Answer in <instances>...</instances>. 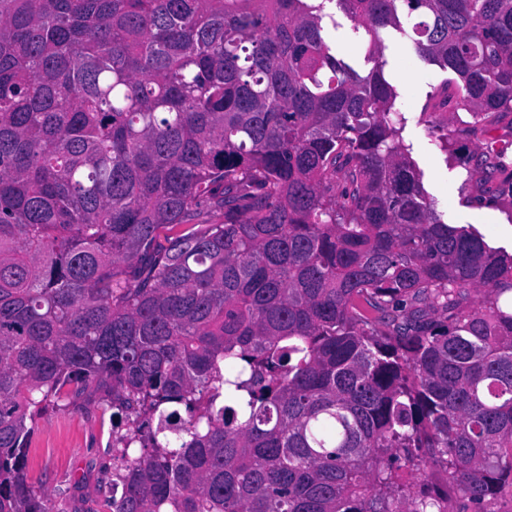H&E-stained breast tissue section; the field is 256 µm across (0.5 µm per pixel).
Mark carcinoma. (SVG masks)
Masks as SVG:
<instances>
[{"label":"carcinoma","mask_w":512,"mask_h":512,"mask_svg":"<svg viewBox=\"0 0 512 512\" xmlns=\"http://www.w3.org/2000/svg\"><path fill=\"white\" fill-rule=\"evenodd\" d=\"M390 31L512 112V0H0V512H53L36 419L101 387L109 512H447L421 448L478 512L512 484V255L426 198ZM326 12L331 16L325 18L327 35L338 54L357 70L365 72L372 64L365 62L368 53V37L362 28L356 29L355 23L348 18L335 2L327 3ZM422 457L428 460L425 466H422L419 470L413 469L412 466H407L404 461L400 463L402 468L399 470L404 481L414 483L417 488L428 485L444 487L447 481V475L445 468L440 462L432 460V451L429 448H421L418 452Z\"/></svg>","instance_id":"obj_1"}]
</instances>
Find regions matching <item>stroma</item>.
Wrapping results in <instances>:
<instances>
[{
  "mask_svg": "<svg viewBox=\"0 0 512 512\" xmlns=\"http://www.w3.org/2000/svg\"><path fill=\"white\" fill-rule=\"evenodd\" d=\"M327 35L338 54L359 71H367L368 38L336 4H328ZM383 58L385 74L395 87L394 109L401 136L409 145L422 183L443 221L472 227L490 246L512 253V216L480 201L487 183L468 173L440 146L431 127L442 120L441 103L450 77L448 71L422 59L407 38L389 33ZM470 158L478 159L489 141L507 150L512 166V118L491 125L473 121L467 112L452 118ZM110 393L98 389L66 398L37 419L29 441V478L51 497L55 512H108L112 473L104 467L112 457V416L106 409Z\"/></svg>",
  "mask_w": 512,
  "mask_h": 512,
  "instance_id": "1",
  "label": "stroma"
}]
</instances>
